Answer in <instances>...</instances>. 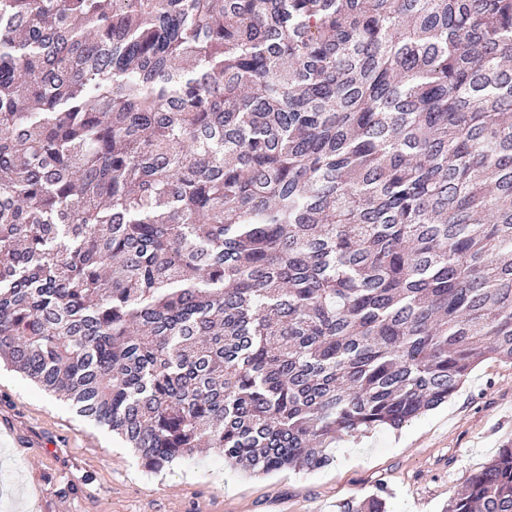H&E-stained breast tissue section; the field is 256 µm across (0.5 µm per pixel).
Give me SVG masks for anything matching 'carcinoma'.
<instances>
[{"mask_svg": "<svg viewBox=\"0 0 512 512\" xmlns=\"http://www.w3.org/2000/svg\"><path fill=\"white\" fill-rule=\"evenodd\" d=\"M490 357L512 0H0V360L148 468L320 469Z\"/></svg>", "mask_w": 512, "mask_h": 512, "instance_id": "cac0c4a2", "label": "carcinoma"}]
</instances>
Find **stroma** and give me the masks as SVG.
Here are the masks:
<instances>
[{
    "label": "stroma",
    "mask_w": 512,
    "mask_h": 512,
    "mask_svg": "<svg viewBox=\"0 0 512 512\" xmlns=\"http://www.w3.org/2000/svg\"><path fill=\"white\" fill-rule=\"evenodd\" d=\"M0 512H340L377 490L390 512H442L512 442V364L474 367L447 403L402 429L337 438L330 466L253 475L212 449L145 467L133 449L0 363Z\"/></svg>",
    "instance_id": "obj_1"
}]
</instances>
